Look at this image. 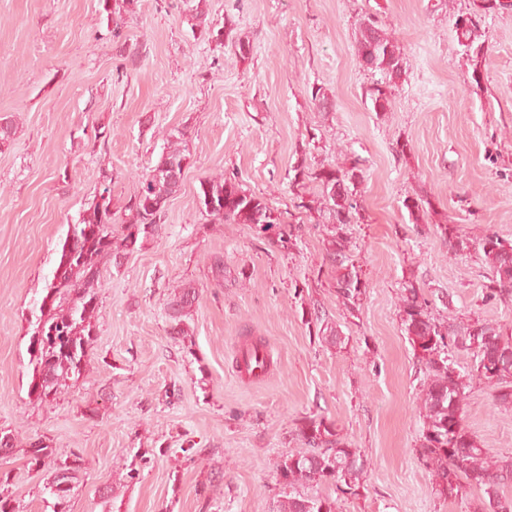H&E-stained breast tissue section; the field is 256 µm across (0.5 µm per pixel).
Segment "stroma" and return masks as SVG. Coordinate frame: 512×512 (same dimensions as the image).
I'll return each instance as SVG.
<instances>
[{
    "label": "stroma",
    "mask_w": 512,
    "mask_h": 512,
    "mask_svg": "<svg viewBox=\"0 0 512 512\" xmlns=\"http://www.w3.org/2000/svg\"><path fill=\"white\" fill-rule=\"evenodd\" d=\"M473 0H206V20L232 19L231 41L194 36L181 0H139L120 36L100 0H0V433L17 446L0 477L19 512H46L53 464L28 465L40 439L55 461L82 468L69 512H275L276 462L295 447L298 419L333 421L368 462L358 495L338 512H473L480 493L436 495L419 452L424 375L398 316L406 284L435 310L512 328V301H485L478 255H449L439 225L478 239L512 238V10L482 22L479 67L453 24ZM376 16L402 46L406 74L392 110L365 92L379 75L355 49ZM333 101L320 111L311 93ZM185 130L190 163L161 212L160 239L121 265L100 266L97 336L81 375L56 400L34 401L29 312L56 265L68 224L112 177V221L159 153ZM407 144L397 154V143ZM359 159V223L350 254L368 283L357 316L338 302L325 257V214L296 209L288 173ZM235 175L243 189L292 213L290 250L274 231L217 224L200 209L201 181ZM432 203L412 223L405 198ZM199 292L191 336H170L176 285ZM319 303L348 342L329 346L309 325ZM269 348L254 380L238 348ZM465 425L495 455H512V409L473 381ZM111 500H104V493Z\"/></svg>",
    "instance_id": "35a3bbf8"
}]
</instances>
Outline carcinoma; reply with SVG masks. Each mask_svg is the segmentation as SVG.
<instances>
[{
  "instance_id": "obj_1",
  "label": "carcinoma",
  "mask_w": 512,
  "mask_h": 512,
  "mask_svg": "<svg viewBox=\"0 0 512 512\" xmlns=\"http://www.w3.org/2000/svg\"><path fill=\"white\" fill-rule=\"evenodd\" d=\"M112 33L121 35L124 15L132 12L135 0H101ZM191 28L199 36L221 39L231 33L233 21L224 20L223 30L205 26L203 0H182ZM512 3L480 0L468 11L474 21L460 25L462 15L454 21L457 42L478 73L483 13L509 10ZM359 57L370 58L371 70L382 74L367 94L373 111L389 112L395 89L406 73V58L398 42L369 15L360 21L356 32ZM187 157L185 132L171 130L164 138L156 164L143 175L140 190L125 205L127 218L119 239L112 236V188L103 180L102 191L84 208L78 220L68 225L52 278L46 282L41 298L35 302L28 319L29 354L32 366L29 395L40 402L60 393L67 380L81 374L87 350L94 341L98 315V278L100 264L110 257L118 262L135 249L140 240H154L161 235V210L150 202L169 199L175 185L168 166ZM290 186L302 187L309 178L319 183L320 195L307 198L297 193L296 208L328 214L324 240L326 258L335 273L336 298L350 316L357 315L366 296L368 284L359 267L350 258L346 225L360 216L361 205L355 186L362 178L359 160L339 166L322 167L311 173L305 162L292 167ZM197 197L204 212L220 223L251 224L262 230L276 229V240L283 248L292 244L296 227L263 197L242 188L235 176L220 173L200 182ZM412 223L418 224L428 214L431 202L423 197L403 201ZM443 244L453 256L478 254L488 266L489 276L483 284V298L512 301V239L486 234L478 240L460 235L449 224L439 225ZM197 298L190 284L175 286L170 302V329L174 336H189L187 320ZM401 328L413 348L424 374L419 397V414L423 429L419 454L431 471L433 488L444 499H461L466 488L481 492L474 512H512V500L503 496V487L512 478V456L497 457L481 446L464 424L466 389L471 378L483 380L495 403L512 406V334L496 324L474 319L456 325L433 313L431 300L412 285L399 298ZM461 347L472 355L470 372L455 367L452 349ZM301 447L290 448L280 455L276 470L282 485L277 512H336V495H357L366 461L359 449L352 447L339 433L334 422L318 416L301 418L295 428ZM53 450L41 441L30 443L27 451L30 467H41L52 457ZM80 470L79 459L56 464L51 481L44 486V502L52 512H67L73 482ZM327 485L333 494L309 495L305 487Z\"/></svg>"
}]
</instances>
